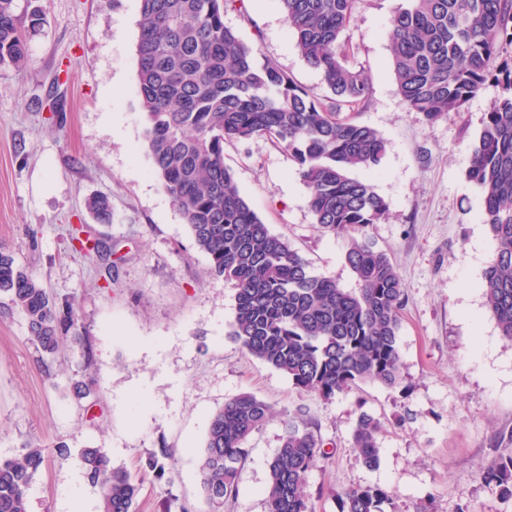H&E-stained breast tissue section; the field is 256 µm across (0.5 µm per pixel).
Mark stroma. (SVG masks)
Segmentation results:
<instances>
[{"mask_svg": "<svg viewBox=\"0 0 512 512\" xmlns=\"http://www.w3.org/2000/svg\"><path fill=\"white\" fill-rule=\"evenodd\" d=\"M403 0H359L343 33L353 65L372 80L356 121L385 137L376 172L354 170L388 203L366 231L395 264L407 294L398 344L404 381L324 399L298 391L279 371L227 335L232 281L208 274L144 142L138 98L139 0H15L43 25L29 38V65L0 68V247L41 281L58 304L72 303L80 340L43 360L25 318L0 314V454L42 448L29 512H98L77 449L107 448L140 484L138 512H208L200 465L211 416L226 398L251 392L274 411L248 440L228 512H264L268 463L289 416H312L330 459L307 474L315 512H337L352 487L380 485L385 512H512L481 480L501 433L512 431V342L484 305L480 274L494 242L480 219L482 195L467 177L485 112L503 93L490 80L461 109L436 121L410 112L389 72L387 31ZM224 22L317 97L327 89L296 49L276 0H244ZM224 162L270 231L288 240L315 273L347 291L359 284L343 239L321 232L288 154L256 136L224 145ZM102 194L112 221L86 210ZM111 243V282L73 252L70 230ZM95 392L76 400L74 381ZM381 420L380 462L369 468L351 446L360 413ZM167 449L165 476L145 467Z\"/></svg>", "mask_w": 512, "mask_h": 512, "instance_id": "1", "label": "stroma"}]
</instances>
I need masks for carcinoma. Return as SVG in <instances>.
<instances>
[{"label": "carcinoma", "instance_id": "cac0c4a2", "mask_svg": "<svg viewBox=\"0 0 512 512\" xmlns=\"http://www.w3.org/2000/svg\"><path fill=\"white\" fill-rule=\"evenodd\" d=\"M236 0H140L138 93L145 142L162 188L177 206L211 274L235 285L227 335L306 393L331 398L377 382L402 381L398 345L406 293L388 255L364 239L381 223L386 201L374 186L351 176L375 170L387 141L373 127L342 115L364 103L369 73L354 66L341 41L357 0H277L296 48L322 74L330 93L321 100L275 63L257 65L256 50L224 24ZM388 31L391 74L409 111L434 121L459 109L486 82L489 62L512 45V0H409ZM14 0H0V67L28 63L26 30ZM505 94L483 119L467 176L481 190L482 218L495 244L481 273L486 308L501 336L512 342V70L503 71ZM267 136L296 164L308 206L321 231L347 242L344 259L359 284L347 291L317 275L287 240L273 234L241 193L224 164V143ZM86 208L103 222L109 199L90 196ZM72 230L74 251L97 263L112 283V247ZM0 294L7 310L24 316L43 356H54L62 335L76 328L72 305L60 309L39 280L0 249ZM252 393L229 397L210 418L201 462L210 512L238 495L236 475L249 455L247 442L272 416ZM380 420L361 413L351 447L375 467ZM495 456L485 485L512 499V452ZM330 452L318 424L288 420L268 465L265 512H313L306 475ZM45 463L42 449L23 446L0 455V512H28L29 491ZM84 480L98 490V512H136L140 484L112 464L107 449L77 454ZM391 494L379 485L356 487L338 499V512H385Z\"/></svg>", "mask_w": 512, "mask_h": 512}]
</instances>
